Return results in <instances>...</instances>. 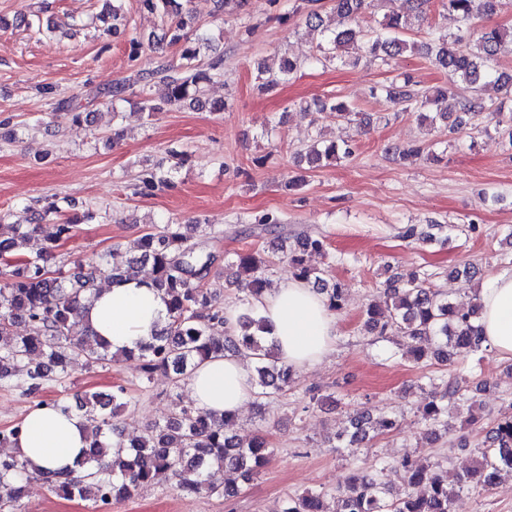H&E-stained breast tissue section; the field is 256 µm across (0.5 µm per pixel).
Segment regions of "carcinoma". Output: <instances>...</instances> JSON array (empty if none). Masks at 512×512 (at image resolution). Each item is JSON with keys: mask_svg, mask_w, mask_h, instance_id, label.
Listing matches in <instances>:
<instances>
[{"mask_svg": "<svg viewBox=\"0 0 512 512\" xmlns=\"http://www.w3.org/2000/svg\"><path fill=\"white\" fill-rule=\"evenodd\" d=\"M141 6L163 16L190 15L187 0H139ZM338 17V25L322 28L319 0H299L306 5V23L322 29L323 43L318 45L317 61H334L354 51L353 62L360 54L387 66L405 51L415 48L407 36L428 19L432 0H413L407 13H388L374 30L360 26L359 19L371 6L372 0H330ZM441 8L456 16L461 29L448 34L430 27L428 42L421 45L425 57L436 68L453 75L458 81L477 89L489 80L506 90L512 89V73L491 70L487 66L501 44L512 31L487 21L497 13L501 0H438ZM187 22L180 19L173 29L171 41L184 42L182 58L185 64L175 68L159 64L152 69H134L131 73L99 89L94 97L112 107L117 118V103L128 101L127 93L141 89L143 110H155L153 89L163 91L167 105H200L207 85L224 76V57L201 61L208 38L197 34L190 38L184 33ZM302 65L298 59L282 58L275 68L260 62L256 79L260 87L273 88L289 80ZM389 100L400 112H414L422 121L438 122L450 134H456L465 119L476 120L485 109L478 94L455 98V109L448 110V92L442 88L421 89L410 74L402 82L385 87ZM322 112H332L336 118L352 121L353 107L336 97L315 102ZM316 147L304 160L316 167L341 158H349L354 143L340 144L316 136ZM179 165L165 170L158 166L144 169L138 175L134 194L151 196L161 188L175 185L174 174ZM59 218L56 231L42 243L34 244L36 233L47 218ZM446 224H429L420 230L408 226L402 238L422 243L438 240L437 233ZM77 224L61 217L57 201L47 202L31 214V223L16 226L10 236L0 237V336H10L9 345L0 348V381H16L25 386L29 396L38 395L48 383H63L75 360L87 366L106 362L136 360L141 363L145 379L157 370L169 371L175 386L184 383L195 365L213 356L242 354L255 359L254 371L260 387L258 396L270 397L292 381L293 372L278 363L272 349L263 345L259 332L263 320L251 307L236 318L238 334L224 328V307L218 303L201 281L210 273L215 258L181 232L178 224H165L144 232L130 246V256L123 265L110 262L108 255L84 264L69 262V268L52 271L50 263L57 258L59 247L76 236ZM277 250L288 263L296 278L319 288L328 298L329 307L343 308L341 284L325 277V270L307 262V255L317 253L330 257L325 240L320 236H305L294 241L279 237ZM269 260L263 252L239 253L229 264L232 270L227 284L259 298L268 288L265 278ZM151 265L152 286L167 299L168 323L151 341L135 351L113 353L108 343L93 334L81 322L82 310L96 294L97 281L127 279L139 274V267ZM431 274L412 272L392 276L384 288L385 299L367 306L363 330L373 336L389 333L407 339L410 355L417 361L425 358L448 363L453 358L466 359L484 347L475 319L479 307L475 304L460 309L448 300V292L429 282ZM19 322L29 326L26 336L14 335ZM428 397L423 405V421L433 427L448 425L444 418L452 410L467 407L472 410L474 397L466 393L456 375L447 379L430 380ZM124 389L106 394L91 392L72 406L60 399L63 410L77 409L87 422L89 448L84 450L83 464L88 466L87 478H73L64 472H38L52 491L66 498L91 499L109 504L130 498L138 489L160 479L174 483L185 495L201 493L226 495L227 484L221 477L227 471L238 470L250 477L264 468L273 453L264 437L256 436L244 443L227 432L234 417L224 414L217 418L194 407L176 406L170 415L146 427L141 435L128 439L115 421L125 406ZM395 418L370 412L350 416L349 428L339 441L353 444L371 438L373 434L393 431ZM114 438L118 450L111 462H105L110 445L106 437ZM29 473L27 462L16 457L0 460V507L16 503L22 497L21 476ZM403 481L408 489L400 501L387 500L391 477ZM506 478H512V406L500 413L488 431L486 447L480 449L477 465L463 472L448 475L440 465L411 457L402 459L389 472L370 476L357 469L345 477L338 487L340 507L336 512H453L460 493L474 488L491 490ZM426 487L428 493L417 492ZM280 512H328L322 496L314 493L290 496Z\"/></svg>", "mask_w": 512, "mask_h": 512, "instance_id": "cac0c4a2", "label": "carcinoma"}]
</instances>
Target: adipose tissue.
I'll return each instance as SVG.
<instances>
[{"label": "adipose tissue", "mask_w": 512, "mask_h": 512, "mask_svg": "<svg viewBox=\"0 0 512 512\" xmlns=\"http://www.w3.org/2000/svg\"><path fill=\"white\" fill-rule=\"evenodd\" d=\"M478 325L485 345L501 357L512 359V267L497 270L477 292ZM260 317L281 361L295 369L314 367L332 352L336 315L322 294L307 282L288 278L256 301ZM168 319L162 295L149 279L103 283L95 296L87 322L106 340L112 352L144 343ZM190 399L198 410L240 412L254 392L246 363L235 355L211 358L196 367L188 380ZM81 415L59 408L31 407L13 451L30 471H65L81 474L87 448Z\"/></svg>", "instance_id": "1"}]
</instances>
